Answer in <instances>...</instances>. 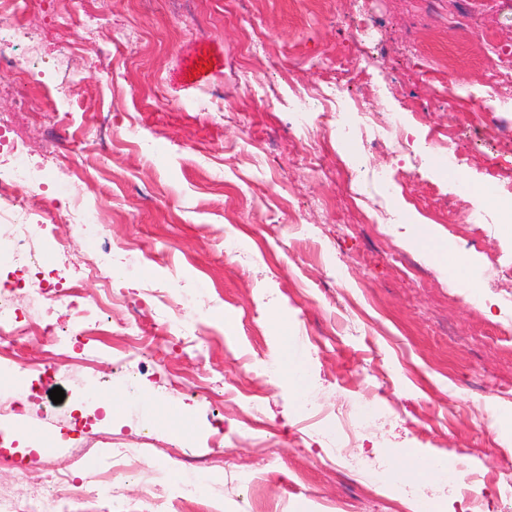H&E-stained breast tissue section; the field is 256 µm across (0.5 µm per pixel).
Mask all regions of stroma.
<instances>
[{"label": "stroma", "instance_id": "stroma-1", "mask_svg": "<svg viewBox=\"0 0 512 512\" xmlns=\"http://www.w3.org/2000/svg\"><path fill=\"white\" fill-rule=\"evenodd\" d=\"M32 18L35 90L66 83L73 95L61 112L29 114L26 139L46 173H79L50 184L54 203L82 201L106 227L47 219L40 255L96 295L106 285L86 264L111 245L113 300L89 317L103 347L47 375L37 397L16 394L0 364V395H18L21 416L55 444L15 448L21 466L0 468V493L64 495L69 485H47L48 471L78 485L127 448L139 456L111 495L71 512H148L186 485L224 512H410L419 498L434 512H470L474 499L505 512L495 472L512 467V438L477 421L490 405L512 408V314L492 292H512V236L491 202L484 223L465 224L474 201L460 184L512 178V103L472 92L488 85L487 41L512 53V0H35ZM359 28L370 34L362 47L349 39ZM250 31L266 49L246 62L248 90L238 68ZM416 47L458 58L419 60ZM324 50L361 79L339 113L309 116L318 173L301 160L288 97L317 83L309 60ZM364 107L404 113L414 146L451 132L454 166L435 152L400 165L361 134ZM228 110L237 122H225ZM340 119L349 139L336 137ZM415 224L457 244L478 288L451 284L426 248L409 245ZM132 323L149 339L140 353L123 338ZM278 336L299 343L310 397L327 413L319 427L289 382L229 367L274 353ZM114 392L125 401L107 423L97 398ZM365 394L387 416L359 435L368 468L356 472L323 430ZM249 398L263 406L251 428ZM407 451L461 462L471 480L456 491L426 474L383 494L373 475Z\"/></svg>", "mask_w": 512, "mask_h": 512}]
</instances>
